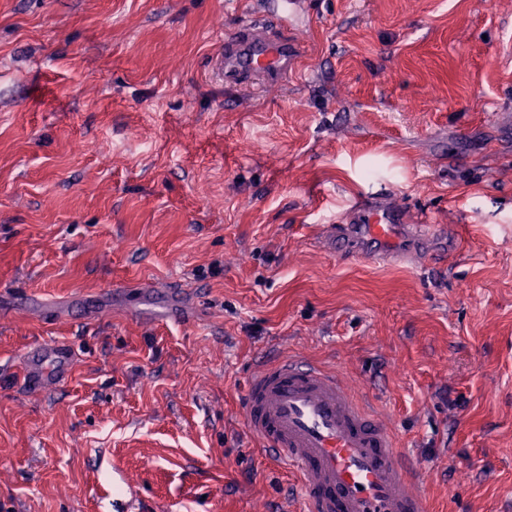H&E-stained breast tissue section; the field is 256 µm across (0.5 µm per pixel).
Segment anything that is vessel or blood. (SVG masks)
<instances>
[{
  "label": "vessel or blood",
  "instance_id": "1",
  "mask_svg": "<svg viewBox=\"0 0 512 512\" xmlns=\"http://www.w3.org/2000/svg\"><path fill=\"white\" fill-rule=\"evenodd\" d=\"M309 10V0H276L270 13L225 37L208 63L212 77L250 93L284 81L300 57L285 31ZM351 212L350 223L329 225L328 247L346 257L350 244L359 242L371 259L394 258L408 233L407 213L374 193L360 197ZM155 298L162 320L188 317L185 289L161 288ZM44 357L54 362V379L67 377L70 345L37 346L29 353L34 362ZM244 412L262 453L287 462L309 512H429L392 432L339 372L297 356L264 364L250 381Z\"/></svg>",
  "mask_w": 512,
  "mask_h": 512
}]
</instances>
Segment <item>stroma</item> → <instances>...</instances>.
Returning <instances> with one entry per match:
<instances>
[{"instance_id":"stroma-1","label":"stroma","mask_w":512,"mask_h":512,"mask_svg":"<svg viewBox=\"0 0 512 512\" xmlns=\"http://www.w3.org/2000/svg\"><path fill=\"white\" fill-rule=\"evenodd\" d=\"M264 7L0 0V512H305L241 411L289 355L378 406L431 512H512V0H313L287 84L213 82ZM371 192L444 262L323 247ZM172 284L190 319H150ZM54 342L68 377L25 390ZM48 355L54 362V372L51 376L56 380L64 379L68 376L69 365L73 358V349L68 344H57L47 349L41 346H35L29 352L28 358L32 362L39 363L41 358Z\"/></svg>"}]
</instances>
